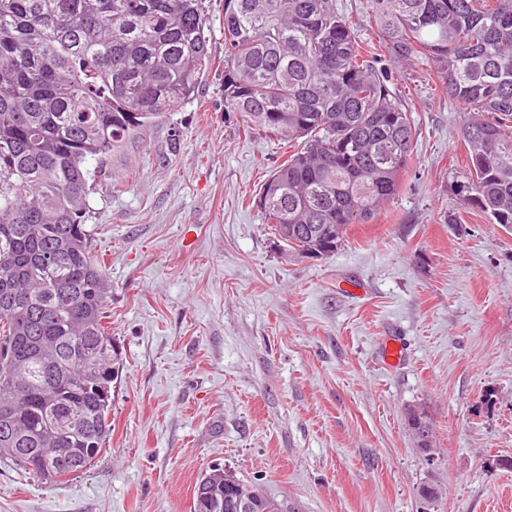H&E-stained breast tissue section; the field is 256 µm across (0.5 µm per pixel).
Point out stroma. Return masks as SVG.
<instances>
[{
	"label": "stroma",
	"mask_w": 512,
	"mask_h": 512,
	"mask_svg": "<svg viewBox=\"0 0 512 512\" xmlns=\"http://www.w3.org/2000/svg\"><path fill=\"white\" fill-rule=\"evenodd\" d=\"M208 12L198 92L88 198L124 362L109 444L61 484L0 464V512H190L214 466L290 512H512V231L458 193L466 113L431 62L379 61L416 126L401 188L334 255L285 256L256 195L289 144L225 111L221 0ZM405 424L417 438L420 448L429 450L432 446L433 431L427 415L420 407H411L405 413Z\"/></svg>",
	"instance_id": "obj_1"
}]
</instances>
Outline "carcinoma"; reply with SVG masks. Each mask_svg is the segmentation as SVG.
I'll use <instances>...</instances> for the list:
<instances>
[{
    "label": "carcinoma",
    "instance_id": "cac0c4a2",
    "mask_svg": "<svg viewBox=\"0 0 512 512\" xmlns=\"http://www.w3.org/2000/svg\"><path fill=\"white\" fill-rule=\"evenodd\" d=\"M365 53L336 0H224V111L294 142L259 205L285 253L324 258L400 188L416 128L381 55L427 57L469 115L458 192L512 230V0H367ZM206 0H0V460L61 483L112 433L121 354L93 252L90 164L197 93ZM52 258L45 270L41 257ZM405 424L432 446L425 412ZM285 512L256 482L204 475L191 512Z\"/></svg>",
    "mask_w": 512,
    "mask_h": 512
}]
</instances>
